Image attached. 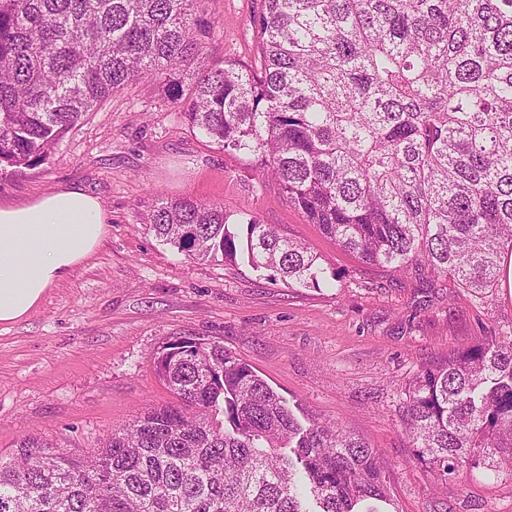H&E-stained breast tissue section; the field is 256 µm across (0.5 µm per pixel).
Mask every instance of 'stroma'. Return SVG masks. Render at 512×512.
Here are the masks:
<instances>
[{"instance_id":"35a3bbf8","label":"stroma","mask_w":512,"mask_h":512,"mask_svg":"<svg viewBox=\"0 0 512 512\" xmlns=\"http://www.w3.org/2000/svg\"><path fill=\"white\" fill-rule=\"evenodd\" d=\"M209 55L259 63L260 0H201ZM77 187L102 203L99 246L25 319L0 326V452L25 436L77 452L149 407L172 402L152 354L195 336L223 344L311 418L341 424L382 452L390 512H512V477L441 480L420 463L398 419L422 368L512 331V284L492 304L447 278L362 264L284 199L252 159L192 128L153 81L116 93L71 130L46 163L0 178V204ZM223 206L303 241L319 284L288 286L246 260H191L149 231L156 195Z\"/></svg>"}]
</instances>
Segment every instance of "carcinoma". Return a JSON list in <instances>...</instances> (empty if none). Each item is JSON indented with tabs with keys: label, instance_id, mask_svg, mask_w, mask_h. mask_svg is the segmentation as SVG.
I'll return each instance as SVG.
<instances>
[{
	"label": "carcinoma",
	"instance_id": "1",
	"mask_svg": "<svg viewBox=\"0 0 512 512\" xmlns=\"http://www.w3.org/2000/svg\"><path fill=\"white\" fill-rule=\"evenodd\" d=\"M198 4L0 0V175L44 163L104 100L154 79L343 250L488 302L512 254V0H263L256 70L204 55ZM147 224L194 260L243 258L319 286L308 247L252 218L231 224L222 206L161 198ZM153 364L177 403L84 453L17 440L0 454V512H379L366 503L389 500L379 449L302 423L223 345L170 340ZM399 412L442 480L512 476V334L488 330L419 371Z\"/></svg>",
	"mask_w": 512,
	"mask_h": 512
}]
</instances>
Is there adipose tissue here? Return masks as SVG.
Returning <instances> with one entry per match:
<instances>
[{
    "instance_id": "adipose-tissue-1",
    "label": "adipose tissue",
    "mask_w": 512,
    "mask_h": 512,
    "mask_svg": "<svg viewBox=\"0 0 512 512\" xmlns=\"http://www.w3.org/2000/svg\"><path fill=\"white\" fill-rule=\"evenodd\" d=\"M106 223L99 199L78 188L0 204V325L35 311L48 288L95 250Z\"/></svg>"
}]
</instances>
